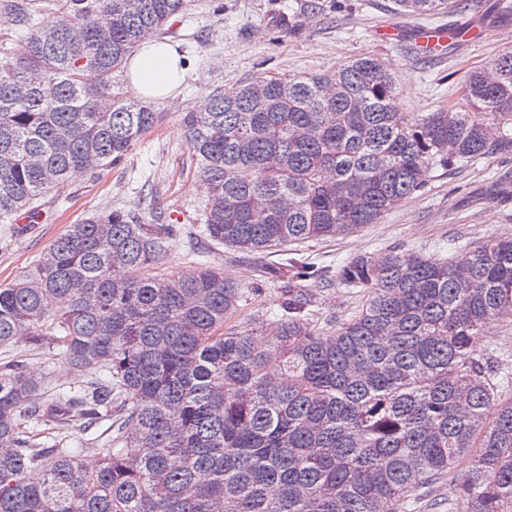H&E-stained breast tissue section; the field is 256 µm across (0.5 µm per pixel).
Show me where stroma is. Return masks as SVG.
Returning a JSON list of instances; mask_svg holds the SVG:
<instances>
[{
    "instance_id": "stroma-1",
    "label": "stroma",
    "mask_w": 512,
    "mask_h": 512,
    "mask_svg": "<svg viewBox=\"0 0 512 512\" xmlns=\"http://www.w3.org/2000/svg\"><path fill=\"white\" fill-rule=\"evenodd\" d=\"M476 19L483 22L478 40L444 56H426L415 40L424 25L450 28ZM167 28L164 40L184 53L189 72L175 99L155 102V110L165 115L161 127L140 138L120 165L71 185L65 208L45 198L42 219L30 231L0 222V285L26 271L66 225L111 206L134 207L147 216L161 209L186 232L169 256L171 270L202 262L243 282L261 281L262 306L275 318L279 288L292 276L279 255L214 245L193 233L207 190L183 138L184 114L216 89L277 73H323L366 55L380 58L396 74V109L431 112L454 91V71L487 66L512 51V15L498 12L495 0H470L466 12L426 20L397 13L393 0H189ZM490 236H512V152L435 170L417 197L380 223L333 240L305 242L295 256L333 273L352 258L379 250L414 249L444 259ZM360 302L334 282L315 291V308L328 319L350 316ZM481 344L489 367L512 368V322L491 324ZM19 355L28 370L48 378L71 372L51 350L31 353L23 342L0 347L1 360Z\"/></svg>"
}]
</instances>
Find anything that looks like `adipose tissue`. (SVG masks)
<instances>
[{
  "instance_id": "ef3b65f1",
  "label": "adipose tissue",
  "mask_w": 512,
  "mask_h": 512,
  "mask_svg": "<svg viewBox=\"0 0 512 512\" xmlns=\"http://www.w3.org/2000/svg\"><path fill=\"white\" fill-rule=\"evenodd\" d=\"M187 68L180 54L169 44L149 42L131 59L127 87L134 97L145 100H168L182 83Z\"/></svg>"
}]
</instances>
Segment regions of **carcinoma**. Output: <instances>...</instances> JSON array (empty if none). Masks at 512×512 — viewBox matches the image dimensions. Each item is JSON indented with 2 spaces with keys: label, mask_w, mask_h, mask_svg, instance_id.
Segmentation results:
<instances>
[{
  "label": "carcinoma",
  "mask_w": 512,
  "mask_h": 512,
  "mask_svg": "<svg viewBox=\"0 0 512 512\" xmlns=\"http://www.w3.org/2000/svg\"><path fill=\"white\" fill-rule=\"evenodd\" d=\"M461 0H394L422 18ZM186 0H59L0 56V221L121 163L163 113L113 91L136 47ZM375 56L206 97L183 137L210 194L199 235L265 252L376 224L430 172L512 149V52L466 72L456 99L396 112ZM501 131L489 138L490 129ZM183 234L155 212L109 208L67 225L0 287V346L24 336L74 378L45 390L0 362V512H404L444 480L448 512H512V397L481 367L512 320V239L448 260L389 249L336 273L359 311L321 323L322 280L295 258L279 317L219 269L171 271ZM110 422L88 465L76 424ZM131 448L126 453L123 448ZM31 469L42 471L36 481Z\"/></svg>",
  "instance_id": "obj_1"
}]
</instances>
